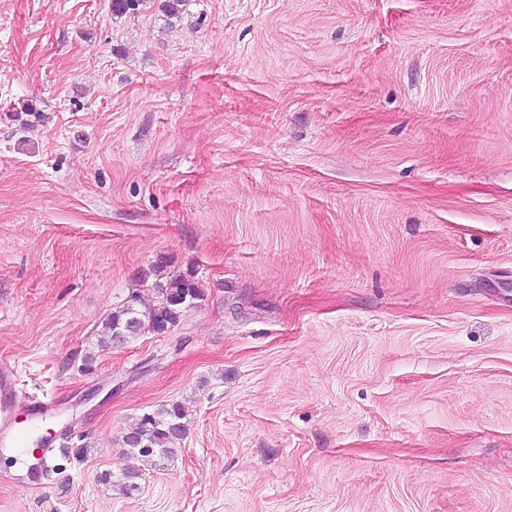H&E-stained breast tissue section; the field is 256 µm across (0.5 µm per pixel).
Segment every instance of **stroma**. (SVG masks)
Wrapping results in <instances>:
<instances>
[{"label":"stroma","mask_w":512,"mask_h":512,"mask_svg":"<svg viewBox=\"0 0 512 512\" xmlns=\"http://www.w3.org/2000/svg\"><path fill=\"white\" fill-rule=\"evenodd\" d=\"M1 368L0 512H512V0H0ZM156 285L158 297L145 304L137 293L130 294L112 309L104 322L101 342L122 345L144 332L163 334L175 328L183 313L203 301L205 293L190 275H171ZM184 419V409L176 403L145 413L136 426L122 436L127 464L118 474L110 471L102 474V481L118 487L123 494L134 492L144 470L156 468L162 458L169 457L174 443L186 434Z\"/></svg>","instance_id":"stroma-1"}]
</instances>
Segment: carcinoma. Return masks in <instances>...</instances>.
Segmentation results:
<instances>
[{
	"instance_id": "cac0c4a2",
	"label": "carcinoma",
	"mask_w": 512,
	"mask_h": 512,
	"mask_svg": "<svg viewBox=\"0 0 512 512\" xmlns=\"http://www.w3.org/2000/svg\"><path fill=\"white\" fill-rule=\"evenodd\" d=\"M158 297L146 304L137 293L130 294L112 309L104 322L102 342L122 345L144 332L163 334L175 328L183 313L204 300L205 293L198 281L181 274L171 275L156 285ZM187 430L185 412L172 403L144 414L121 442L127 464L114 474H102V481L130 494L138 488L144 470L155 468L171 455L172 446Z\"/></svg>"
}]
</instances>
